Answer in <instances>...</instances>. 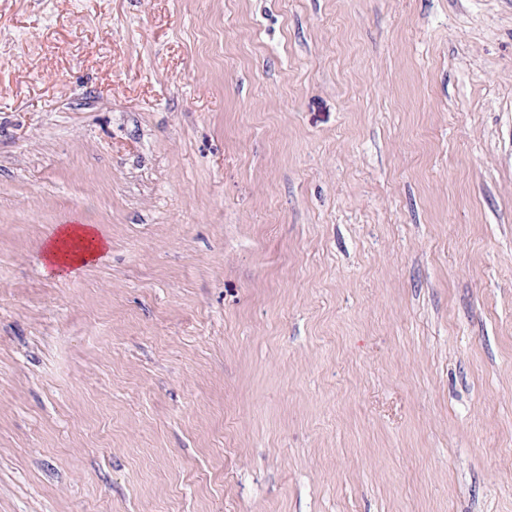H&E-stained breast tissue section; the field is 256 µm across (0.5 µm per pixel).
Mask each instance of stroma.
I'll list each match as a JSON object with an SVG mask.
<instances>
[{
	"instance_id": "obj_1",
	"label": "stroma",
	"mask_w": 512,
	"mask_h": 512,
	"mask_svg": "<svg viewBox=\"0 0 512 512\" xmlns=\"http://www.w3.org/2000/svg\"><path fill=\"white\" fill-rule=\"evenodd\" d=\"M0 512H512V0H0ZM105 246V240L95 225L65 224L46 244L44 257L53 273L71 274L95 259Z\"/></svg>"
}]
</instances>
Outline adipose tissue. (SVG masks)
Listing matches in <instances>:
<instances>
[{
    "label": "adipose tissue",
    "instance_id": "ef3b65f1",
    "mask_svg": "<svg viewBox=\"0 0 512 512\" xmlns=\"http://www.w3.org/2000/svg\"><path fill=\"white\" fill-rule=\"evenodd\" d=\"M105 241L95 225L66 224L59 227L44 249L55 274H71L104 249Z\"/></svg>",
    "mask_w": 512,
    "mask_h": 512
}]
</instances>
